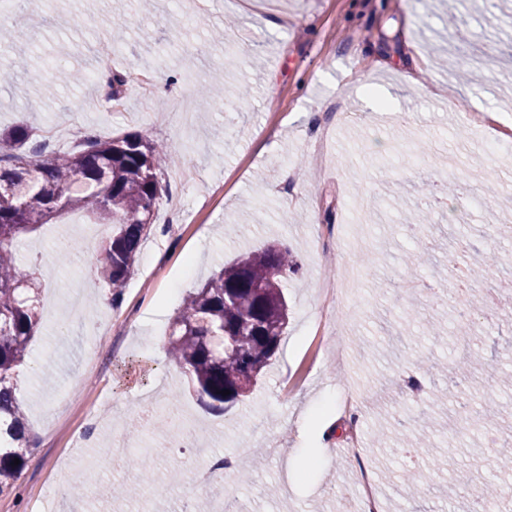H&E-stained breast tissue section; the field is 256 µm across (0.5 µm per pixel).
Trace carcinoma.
I'll return each mask as SVG.
<instances>
[{"mask_svg": "<svg viewBox=\"0 0 512 512\" xmlns=\"http://www.w3.org/2000/svg\"><path fill=\"white\" fill-rule=\"evenodd\" d=\"M31 138L24 125L0 134V493L20 478L30 451L17 369L39 325V287L34 268L17 256L20 241L69 211L101 219L111 231L100 247V274L112 303H120L154 224L159 175L175 163L162 145L139 134L90 139L48 155L41 144L27 147ZM297 272L288 248L269 244L237 255L184 296L166 353L208 407L237 405L246 397L241 384L258 381L269 365L288 325L283 287ZM121 464L152 484L147 456Z\"/></svg>", "mask_w": 512, "mask_h": 512, "instance_id": "carcinoma-1", "label": "carcinoma"}]
</instances>
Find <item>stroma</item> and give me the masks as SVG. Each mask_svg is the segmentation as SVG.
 I'll return each mask as SVG.
<instances>
[{
	"label": "stroma",
	"instance_id": "35a3bbf8",
	"mask_svg": "<svg viewBox=\"0 0 512 512\" xmlns=\"http://www.w3.org/2000/svg\"><path fill=\"white\" fill-rule=\"evenodd\" d=\"M11 24L16 39L0 56V129L23 123L45 140L63 128L56 150L139 133L179 163L162 178L156 228L120 304L99 305L107 290L85 214L21 242L50 309L21 369L31 451L13 490L0 494V512H179V488L167 479L173 449L161 447L152 422L129 428L153 401L176 403L207 453L243 452L249 482L204 488L211 501H230L231 512H357L364 466L389 472L377 480L384 512H469L455 482L461 470L497 485V512H512V470L499 465L512 454V428L464 420L455 399L432 396L433 383L459 376L470 353L512 377V244L496 232L512 227V149L492 147L472 119L512 114V10L484 0H155L147 13L139 0H23ZM472 55L487 59L475 82L465 78ZM18 56L29 69L13 78ZM414 58L421 70L411 84L402 71ZM57 64L151 70L164 90L146 100L127 84L114 109L99 83L47 92ZM219 70L215 100L198 103ZM363 83L405 120L368 107ZM431 85L439 94H427ZM457 180L471 186L468 199L441 195ZM61 233L63 264L44 257ZM273 240L301 265L287 284L286 333L244 402L211 412L166 357L170 322L186 291ZM491 253L500 260L484 265L473 290L501 304L474 310L468 335H458L452 301L414 284ZM355 264L364 272L326 326L342 358L322 355L303 367L322 288ZM75 288L83 318L58 324L54 314L66 311ZM430 322L439 335L428 334ZM88 407L96 444L79 448ZM331 420L337 432L327 438L321 430ZM408 429L427 437L428 455L403 453ZM355 432L356 460L345 453ZM119 435L150 449L153 486L139 487L135 471L101 457ZM294 448L317 465L296 473L288 490L283 466ZM72 454L88 466L96 497H68L73 476L57 469ZM412 468L427 476L415 500L403 485ZM114 482L134 494L112 499Z\"/></svg>",
	"mask_w": 512,
	"mask_h": 512
}]
</instances>
